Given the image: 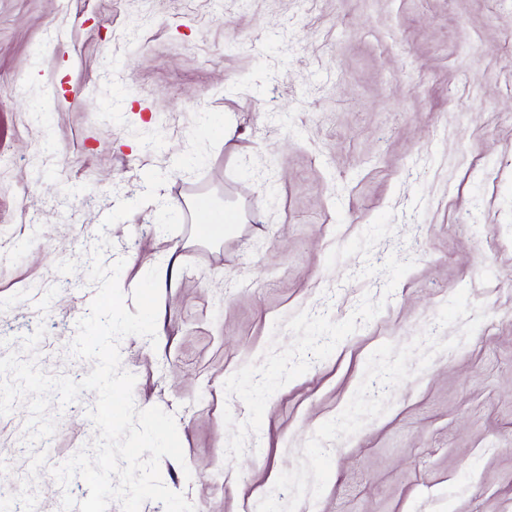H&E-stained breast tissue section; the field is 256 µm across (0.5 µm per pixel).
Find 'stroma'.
<instances>
[{
	"mask_svg": "<svg viewBox=\"0 0 512 512\" xmlns=\"http://www.w3.org/2000/svg\"><path fill=\"white\" fill-rule=\"evenodd\" d=\"M102 235L129 307L178 259L120 366L195 512H512V0H0V358L89 374ZM96 403L0 415V502L87 497ZM191 209L194 218L200 219L199 223L204 224L196 228V234L200 238H212L209 233L213 228L216 225L225 224L220 231V235H222L226 224H232L237 221V217L232 213L230 214H232L233 217L228 213L225 214L224 212L213 210L209 197L202 192L194 194L191 201Z\"/></svg>",
	"mask_w": 512,
	"mask_h": 512,
	"instance_id": "35a3bbf8",
	"label": "stroma"
}]
</instances>
